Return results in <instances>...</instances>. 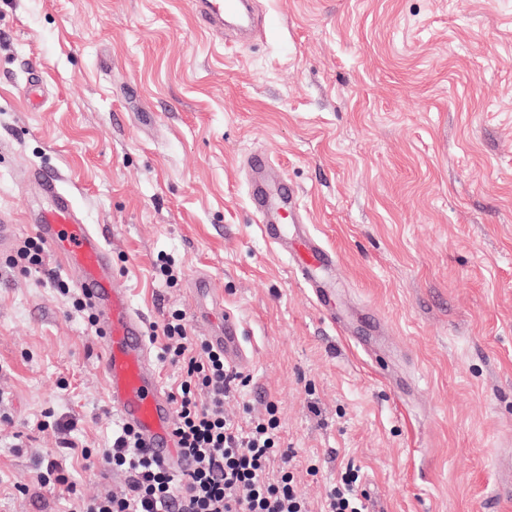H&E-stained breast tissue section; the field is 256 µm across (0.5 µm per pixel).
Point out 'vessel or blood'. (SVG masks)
I'll return each mask as SVG.
<instances>
[{
  "instance_id": "b4317fda",
  "label": "vessel or blood",
  "mask_w": 512,
  "mask_h": 512,
  "mask_svg": "<svg viewBox=\"0 0 512 512\" xmlns=\"http://www.w3.org/2000/svg\"><path fill=\"white\" fill-rule=\"evenodd\" d=\"M196 19L213 36L223 37L226 26L248 36L253 26L252 0H192ZM249 203L260 219L262 236L289 255L296 274L312 288L321 308H328L331 290L325 279L336 254L318 239L296 227L300 211L296 189L274 174L271 159H251ZM29 178L49 203L33 229L54 253L64 258L75 283L91 302L97 317L102 346L100 369L106 379L110 404L123 425L131 427L144 448L173 471L188 469V461L176 449L173 405L161 385L146 323L134 309L127 288L112 273V253L102 232L85 224L61 177L43 168L32 169ZM207 302L196 309L200 318L214 320L209 344L222 349L234 369H248L252 358L243 344L238 318L225 310L222 300L208 296L206 281L194 282Z\"/></svg>"
}]
</instances>
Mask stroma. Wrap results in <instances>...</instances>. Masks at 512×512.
Instances as JSON below:
<instances>
[{"instance_id":"1","label":"stroma","mask_w":512,"mask_h":512,"mask_svg":"<svg viewBox=\"0 0 512 512\" xmlns=\"http://www.w3.org/2000/svg\"><path fill=\"white\" fill-rule=\"evenodd\" d=\"M255 3L271 25L219 45L191 0H0V512L126 484L99 454L120 422L65 264L10 263L35 167L103 231L149 329L179 309L206 340L200 276L246 324L224 412L275 406L309 512L345 471L391 512H512V0ZM255 154L336 253L333 315L259 231ZM67 441V485L41 482Z\"/></svg>"}]
</instances>
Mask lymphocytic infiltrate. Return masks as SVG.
I'll list each match as a JSON object with an SVG mask.
<instances>
[{
	"mask_svg": "<svg viewBox=\"0 0 512 512\" xmlns=\"http://www.w3.org/2000/svg\"><path fill=\"white\" fill-rule=\"evenodd\" d=\"M163 356L179 367L181 381L170 395L174 434L192 470L173 472L141 448L122 427L104 452L106 464L127 476L119 494L74 496L72 512H308L288 466L274 413L240 427L224 414V402L238 380L223 353L189 336L182 311L162 327Z\"/></svg>",
	"mask_w": 512,
	"mask_h": 512,
	"instance_id": "obj_1",
	"label": "lymphocytic infiltrate"
}]
</instances>
